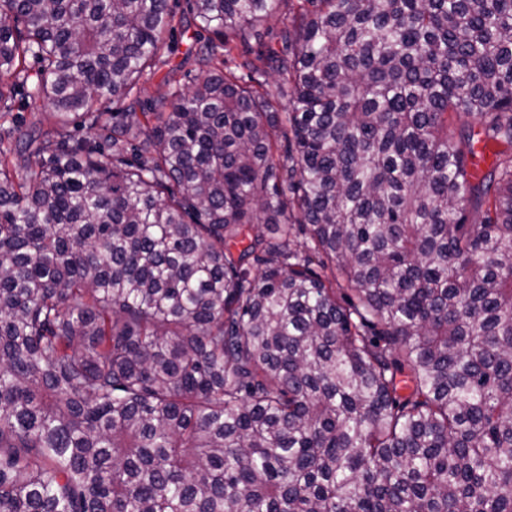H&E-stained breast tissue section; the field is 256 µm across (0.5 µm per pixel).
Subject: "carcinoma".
Returning a JSON list of instances; mask_svg holds the SVG:
<instances>
[{"instance_id": "obj_1", "label": "carcinoma", "mask_w": 512, "mask_h": 512, "mask_svg": "<svg viewBox=\"0 0 512 512\" xmlns=\"http://www.w3.org/2000/svg\"><path fill=\"white\" fill-rule=\"evenodd\" d=\"M280 2L0 0V512H512V0ZM170 5L177 12V17L181 18L184 22L183 25L189 24L188 32L183 34V29L178 28L172 37L169 38V43L172 45L173 52L169 54V64L163 66L160 71L149 81L143 84L144 92L142 97L155 96L158 93L159 85L162 78L170 71L171 68L176 69L174 78L179 80L182 84L190 85L198 75V70L192 59H187V50L191 43L189 37L193 36L196 30L192 15L188 13L189 6L186 0H170ZM286 12H288V4L282 3L279 12L274 17L258 26L257 42H263V49L273 48L279 50L281 48L279 34L283 26V16Z\"/></svg>"}]
</instances>
